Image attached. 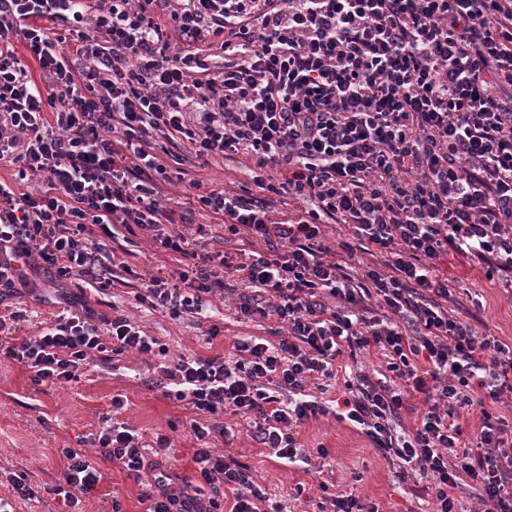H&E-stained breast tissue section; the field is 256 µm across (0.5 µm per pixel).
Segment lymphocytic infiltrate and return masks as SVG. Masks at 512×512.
Segmentation results:
<instances>
[{
	"mask_svg": "<svg viewBox=\"0 0 512 512\" xmlns=\"http://www.w3.org/2000/svg\"><path fill=\"white\" fill-rule=\"evenodd\" d=\"M214 45L223 65L201 52ZM182 143L187 155L172 154ZM217 156L249 166L257 192L187 179L188 158ZM2 163L18 172L0 178V296L37 292L43 270L86 285L37 335L0 316V357L35 383L130 351L166 355L128 316L101 324L90 305L130 272L115 246L126 234L177 267L138 302L192 322L216 297L285 327L160 364L153 388L198 414L196 481L176 486L127 423L91 435L142 486L146 512H282L212 448L230 436L220 418L307 462L298 429L348 351L381 352L389 376L358 375L338 420L400 476L425 478L435 512H456L465 479L478 512H512V423L490 410L512 393V345L455 315L443 269L452 253L512 288V0H0ZM277 195L299 210L275 209ZM199 211L248 248L209 247ZM330 224L347 231L335 247ZM357 249L381 265L336 261ZM475 409L468 438L461 419ZM63 455L50 492L74 508L102 473L80 450Z\"/></svg>",
	"mask_w": 512,
	"mask_h": 512,
	"instance_id": "lymphocytic-infiltrate-1",
	"label": "lymphocytic infiltrate"
}]
</instances>
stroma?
<instances>
[{
    "instance_id": "obj_1",
    "label": "stroma",
    "mask_w": 512,
    "mask_h": 512,
    "mask_svg": "<svg viewBox=\"0 0 512 512\" xmlns=\"http://www.w3.org/2000/svg\"><path fill=\"white\" fill-rule=\"evenodd\" d=\"M189 177L201 178L218 188L232 184L236 188H252L253 173L230 158L213 159L206 169H192ZM138 274L125 279L98 295L92 307L97 316L111 317L113 312L128 315L165 344L168 358L181 355L211 356L224 351L233 339L249 336L271 338L278 323L273 319L247 321L226 310L217 325L220 335L207 342L203 327L187 321H174L168 315L152 310L136 301L141 288V274L174 272L173 266L159 268L153 248L141 240L129 245ZM448 287L458 302L460 317L474 318L479 331L512 341V290H504L498 281L488 279L485 268L469 264L459 256H449L445 267ZM50 274H42L38 282L39 296L0 299V315L17 314L22 318V334L35 335L40 322L61 312ZM159 358L144 360L127 352L116 356L111 364H103L71 383L35 384L28 369L6 358H0V496H10V477L22 474L40 492L37 498L20 501L16 512H64L60 500L48 494L47 488L63 469V449L91 451V433L100 428L104 417L112 412L113 398H121L120 415L142 434L154 441L166 435L170 446L157 456L162 467L194 481L192 455L195 441L190 435L189 421L195 413L186 403L164 397L149 389L153 369ZM299 442L309 458L308 464L289 466L270 456L249 436L246 425H238L228 452L247 465L256 481L272 498L283 502L289 512H319L324 494L356 486L360 495L377 503L382 512H434L435 505L413 480H400L394 470L378 454L370 440L348 423L333 415L318 416L299 429ZM327 448V460L317 456L318 448ZM104 479L84 498L82 512H112L113 501H120L125 512H145L140 501L142 488L118 465H101ZM303 484L301 499H292L296 484Z\"/></svg>"
}]
</instances>
